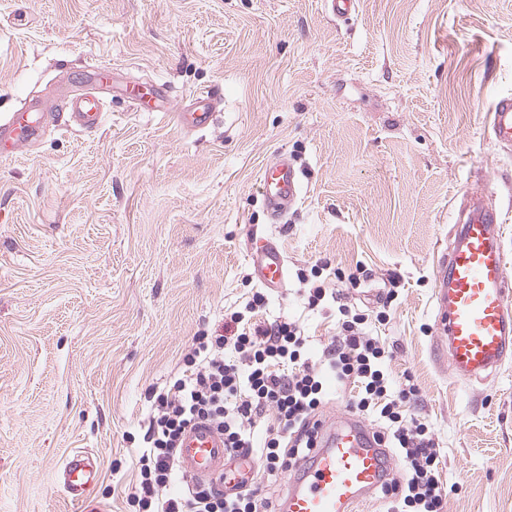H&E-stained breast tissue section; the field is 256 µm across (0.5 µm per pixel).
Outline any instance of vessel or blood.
<instances>
[{"instance_id": "vessel-or-blood-1", "label": "vessel or blood", "mask_w": 512, "mask_h": 512, "mask_svg": "<svg viewBox=\"0 0 512 512\" xmlns=\"http://www.w3.org/2000/svg\"><path fill=\"white\" fill-rule=\"evenodd\" d=\"M115 78L112 69L95 68L78 85L49 104L26 103L0 124V157L13 155L36 138L44 124L69 113L74 126L99 127L105 94ZM133 102L155 99V109L169 110L166 91L154 86L130 89ZM214 91L198 92L186 111L173 114L178 126L202 129L213 116ZM494 139L512 145V96L494 106L490 126ZM263 202L272 221H279L298 201L301 182L288 157L268 161L261 169ZM485 186L471 188L457 215L448 249L436 256L433 304L441 333L440 348L454 375L470 381L489 377L512 355V275L507 272L502 225L485 202ZM250 256L258 283L269 290L283 288L287 258L269 237L256 240ZM321 437L307 462L290 474L280 512H354L372 497L388 465L386 450L362 421L345 416L320 422ZM180 470L197 485L232 495L255 477L248 458L230 459L224 437L209 423L189 427L178 452ZM101 475L97 459L74 452L63 464L67 496L81 501Z\"/></svg>"}]
</instances>
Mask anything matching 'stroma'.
I'll return each mask as SVG.
<instances>
[{
    "label": "stroma",
    "mask_w": 512,
    "mask_h": 512,
    "mask_svg": "<svg viewBox=\"0 0 512 512\" xmlns=\"http://www.w3.org/2000/svg\"><path fill=\"white\" fill-rule=\"evenodd\" d=\"M103 66L98 129L50 124L0 159V512H130L149 392L258 289L250 243L270 235L288 277L262 317L299 320L316 357L336 306L306 309L298 270L366 314L399 276L370 331L419 388L445 512H512V357L458 380L432 301L470 184L489 183L512 256V147L489 132L512 95V0H358L346 20L325 0H0L1 118ZM135 84L169 90V113L137 111ZM201 90L212 122L180 128ZM277 156L303 194L274 224L260 172ZM75 451L103 469L82 502L60 480Z\"/></svg>",
    "instance_id": "35a3bbf8"
}]
</instances>
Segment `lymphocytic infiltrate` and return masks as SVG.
Listing matches in <instances>:
<instances>
[{"label": "lymphocytic infiltrate", "mask_w": 512, "mask_h": 512, "mask_svg": "<svg viewBox=\"0 0 512 512\" xmlns=\"http://www.w3.org/2000/svg\"><path fill=\"white\" fill-rule=\"evenodd\" d=\"M265 305V294L253 292L231 313L232 334L196 336L182 375L153 393L131 496L138 512H277V501L255 488L229 496L191 485L172 492L180 438L207 421L230 453L253 457L267 482H277L310 455L317 411L333 386L350 387L353 407L376 419L380 438L405 465V480L389 477L380 486L387 512H443L439 444L409 411L418 388L411 375L394 379L391 352L368 332L369 321H386L387 310L371 318L340 304L338 334L315 360L298 321L258 323Z\"/></svg>", "instance_id": "1"}]
</instances>
